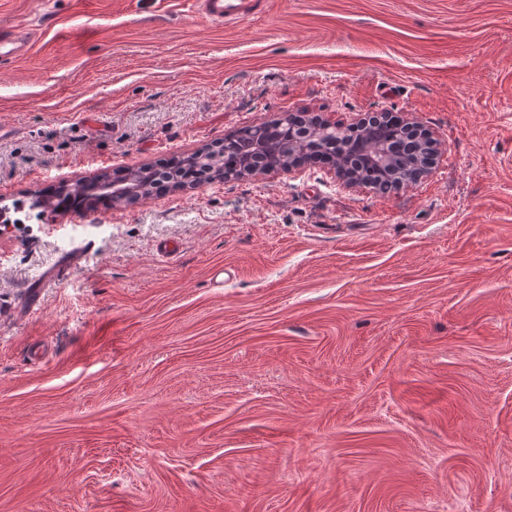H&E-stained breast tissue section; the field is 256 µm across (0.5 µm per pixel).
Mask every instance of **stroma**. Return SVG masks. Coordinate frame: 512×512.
I'll return each mask as SVG.
<instances>
[{
    "label": "stroma",
    "instance_id": "obj_1",
    "mask_svg": "<svg viewBox=\"0 0 512 512\" xmlns=\"http://www.w3.org/2000/svg\"><path fill=\"white\" fill-rule=\"evenodd\" d=\"M0 21L37 32L0 57L6 214L287 112L442 142L387 193L305 164L0 224V512H512V0ZM396 125L399 128H403L404 132L408 135L409 130L412 131L416 128L420 129V122L416 120L412 115L410 117H407L406 119H402L399 121L391 122L390 126ZM421 130V129H420ZM423 131V135L419 140H422L426 143V145L422 144V150L425 148H429V152L425 151L422 154V162H420L419 167L417 170L409 176V180L403 184L400 185V188H403L404 186L414 184L418 182L423 177L427 176L431 170L433 169L434 165L437 162V159L439 157V151H438V145H439V138L436 137V135L430 131V130H421ZM404 132L402 130H396L395 131V138L399 141H403L404 139Z\"/></svg>",
    "mask_w": 512,
    "mask_h": 512
}]
</instances>
